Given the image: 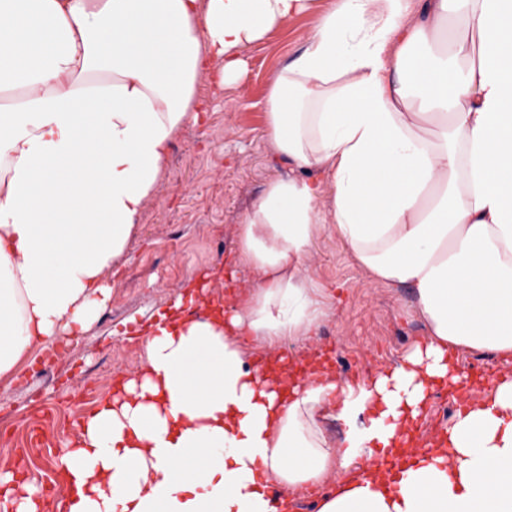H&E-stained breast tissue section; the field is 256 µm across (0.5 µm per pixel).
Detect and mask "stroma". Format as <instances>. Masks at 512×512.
<instances>
[{
	"mask_svg": "<svg viewBox=\"0 0 512 512\" xmlns=\"http://www.w3.org/2000/svg\"><path fill=\"white\" fill-rule=\"evenodd\" d=\"M315 18L303 14L250 45L237 83L201 82L212 110L173 139L161 185L112 270V300L81 334V347L52 360L48 377L31 376L24 361L13 376L0 378V451L15 458L19 479L56 486L57 500L69 496L68 484L55 478L60 448L76 431L71 418L93 411L113 393L114 382L142 368L141 347L129 328L168 309L189 276L223 266L242 214L268 181L288 175L267 141L265 100L280 69L302 51ZM309 273L332 295V306L313 340L284 342L280 355L298 360L313 348H332L365 377L394 365L425 336L410 289L369 281L338 234L317 242ZM103 372L110 381L101 385Z\"/></svg>",
	"mask_w": 512,
	"mask_h": 512,
	"instance_id": "obj_1",
	"label": "stroma"
}]
</instances>
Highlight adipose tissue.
Wrapping results in <instances>:
<instances>
[{
  "label": "adipose tissue",
  "mask_w": 512,
  "mask_h": 512,
  "mask_svg": "<svg viewBox=\"0 0 512 512\" xmlns=\"http://www.w3.org/2000/svg\"><path fill=\"white\" fill-rule=\"evenodd\" d=\"M304 49L271 83L266 129L294 177L238 226L255 283L223 319H189L188 279L140 325L138 377L80 424L57 512H276L268 483L321 488L318 512H512V374L456 413L445 445L397 474L384 452L458 354L512 359V0H0V377L87 331L158 189L171 141L208 111L243 52L311 10ZM334 228L372 279L411 289L427 326L359 383L330 365L287 384L253 342L313 338L308 275ZM345 427L333 443L326 409ZM0 471V512H43Z\"/></svg>",
  "instance_id": "adipose-tissue-1"
}]
</instances>
